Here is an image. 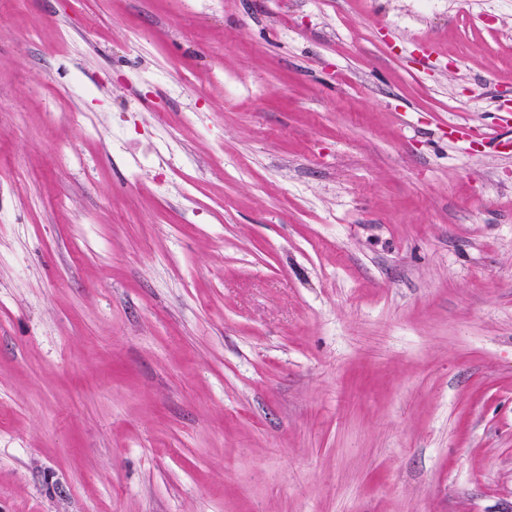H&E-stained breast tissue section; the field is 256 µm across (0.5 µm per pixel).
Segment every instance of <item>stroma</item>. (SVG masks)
Here are the masks:
<instances>
[{"label": "stroma", "mask_w": 512, "mask_h": 512, "mask_svg": "<svg viewBox=\"0 0 512 512\" xmlns=\"http://www.w3.org/2000/svg\"><path fill=\"white\" fill-rule=\"evenodd\" d=\"M511 133L512 0H0V512H512Z\"/></svg>", "instance_id": "35a3bbf8"}]
</instances>
